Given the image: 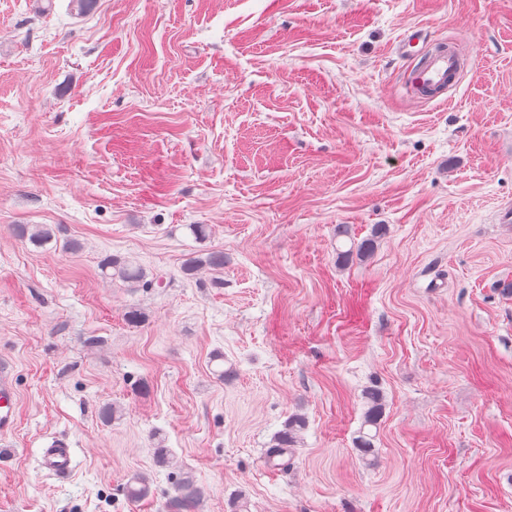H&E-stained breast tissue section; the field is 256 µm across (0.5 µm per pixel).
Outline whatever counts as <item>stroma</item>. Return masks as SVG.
I'll list each match as a JSON object with an SVG mask.
<instances>
[{
	"instance_id": "obj_1",
	"label": "stroma",
	"mask_w": 512,
	"mask_h": 512,
	"mask_svg": "<svg viewBox=\"0 0 512 512\" xmlns=\"http://www.w3.org/2000/svg\"><path fill=\"white\" fill-rule=\"evenodd\" d=\"M412 27L468 60L447 103L405 88ZM509 205L512 0H0V512H164L158 437L200 512H512ZM209 251L223 286L182 272ZM109 255L167 287L103 277ZM55 438L64 477L41 465ZM16 236L29 239L37 247L45 246L55 238L54 229L46 224H17L14 225ZM17 420V397L8 364L0 369V446L7 445L8 436ZM366 410L363 416V423L359 435L355 440V447L358 448L361 456L367 459L374 453L375 435L365 432L366 427H376L382 414V395L376 388L369 387L363 393ZM306 427V421L299 415L288 418L283 429L277 432L267 450L269 459L284 456L291 448H296ZM72 452L69 443L55 438L43 448L42 466L56 474H67L72 470Z\"/></svg>"
}]
</instances>
